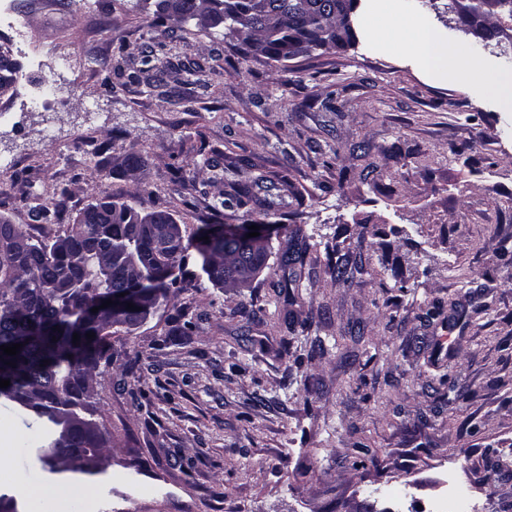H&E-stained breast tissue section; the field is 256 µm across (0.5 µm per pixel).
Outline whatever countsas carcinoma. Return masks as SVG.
<instances>
[{
	"label": "carcinoma",
	"mask_w": 512,
	"mask_h": 512,
	"mask_svg": "<svg viewBox=\"0 0 512 512\" xmlns=\"http://www.w3.org/2000/svg\"><path fill=\"white\" fill-rule=\"evenodd\" d=\"M357 0H155L151 26L165 21H195L202 27H217L239 37L231 49L244 55L264 57L280 63L317 50L330 51L350 43L353 30L342 28L340 13L355 9ZM470 16L481 15L486 25V41L497 38L502 24L512 23V0H468L464 4ZM115 71L131 83H149L165 70L152 63L151 56L141 60V67ZM270 192L275 185L239 180L229 184L224 200L210 206L214 212L235 209L253 201L272 207L274 199L259 198L253 187ZM68 188H55L46 206L30 209L38 223L60 221L68 212ZM173 223L163 211L141 213L107 198L77 211L62 235H36L19 224L10 228L23 241V254L0 250V346L15 344L26 329L31 337L15 356L0 350V359L21 366L15 382V395L24 404L35 400L42 418L54 434L55 417L73 406H81L89 418L101 414L98 403L82 398L81 383L94 379L100 364L112 365L111 321L102 323L99 346L92 355L73 343L69 326L78 319L79 310L99 295H110L124 287L129 278L125 256L136 250L149 258L152 266L144 277V289L157 297L167 294L175 279L157 276L161 267L185 261L193 246L191 240L171 244L156 232L158 225ZM58 330H53V327ZM50 450L39 454L42 469L53 475L96 476L82 464L85 455L100 454L112 448V434L101 422L89 431L75 425L66 428L60 442L48 438ZM42 502L18 503L0 493V512H34Z\"/></svg>",
	"instance_id": "1"
}]
</instances>
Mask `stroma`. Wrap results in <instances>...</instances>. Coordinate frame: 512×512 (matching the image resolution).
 Masks as SVG:
<instances>
[{
    "label": "stroma",
    "mask_w": 512,
    "mask_h": 512,
    "mask_svg": "<svg viewBox=\"0 0 512 512\" xmlns=\"http://www.w3.org/2000/svg\"><path fill=\"white\" fill-rule=\"evenodd\" d=\"M447 2L413 9L448 51L432 73L386 51L388 29L369 23L382 0H359L351 45L284 66L238 55L220 26L185 24L158 49L153 0H12L33 42L0 23L18 65L0 99L1 220L29 224L12 195L44 204L64 184L72 210H163L191 239L214 222L270 227L250 288L213 284L189 251L190 287L113 336L97 377L112 464L82 512H439L460 489L512 512V103L490 83L512 74V46H478ZM120 46L166 76H118ZM233 168L274 182L283 207L212 215ZM44 429L0 399L1 491L50 482L19 447Z\"/></svg>",
    "instance_id": "35a3bbf8"
}]
</instances>
